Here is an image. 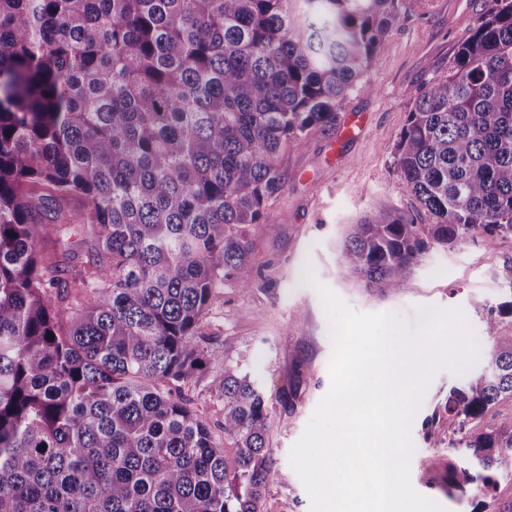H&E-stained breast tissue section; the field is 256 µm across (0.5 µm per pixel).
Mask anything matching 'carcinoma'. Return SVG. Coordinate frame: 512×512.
Here are the masks:
<instances>
[{"mask_svg": "<svg viewBox=\"0 0 512 512\" xmlns=\"http://www.w3.org/2000/svg\"><path fill=\"white\" fill-rule=\"evenodd\" d=\"M400 0H0V512H263L273 418L226 366L220 434L182 385L227 281L249 290L251 230L293 138L336 127ZM443 244L512 235V0H493L394 151ZM77 225L91 258L42 238ZM419 225H356L342 263L406 288ZM448 396L466 424L512 397V334ZM46 448H41V445ZM449 482L512 476V417L465 432ZM91 247V240L85 232H82L69 237L68 246H66L64 255H62L61 253L63 252L51 242L44 245L43 252L46 257L52 261L64 263L65 265H80L81 262L88 259L89 254L92 252Z\"/></svg>", "mask_w": 512, "mask_h": 512, "instance_id": "obj_1", "label": "carcinoma"}]
</instances>
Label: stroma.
Listing matches in <instances>:
<instances>
[{
	"mask_svg": "<svg viewBox=\"0 0 512 512\" xmlns=\"http://www.w3.org/2000/svg\"><path fill=\"white\" fill-rule=\"evenodd\" d=\"M492 0H402L399 20L377 50L362 89L339 112V126L325 134L289 141L281 166L283 193L272 200L266 221L251 232L255 277L248 293L225 283L202 322V346L223 361L198 372L185 386L195 414L209 425L224 417V403L211 392L215 374L232 365L260 382L273 416L269 441L275 459L264 512H309L305 488L289 452L330 387L332 345L317 292L305 284L304 265L359 313L413 315L416 308L461 310L474 329L481 359L492 339L489 317L512 331V236L487 244L471 233L437 243L425 226L429 216L406 188L394 147L408 114L426 85L447 75L458 45ZM361 117L352 135L342 130L349 115ZM390 213L422 225L425 247L399 294L381 296L340 262L354 224ZM465 376L447 370L430 379L410 424L414 488L443 512H479L481 497L448 487V465L462 459L450 447L459 438L458 418L448 412V392Z\"/></svg>",
	"mask_w": 512,
	"mask_h": 512,
	"instance_id": "stroma-1",
	"label": "stroma"
}]
</instances>
